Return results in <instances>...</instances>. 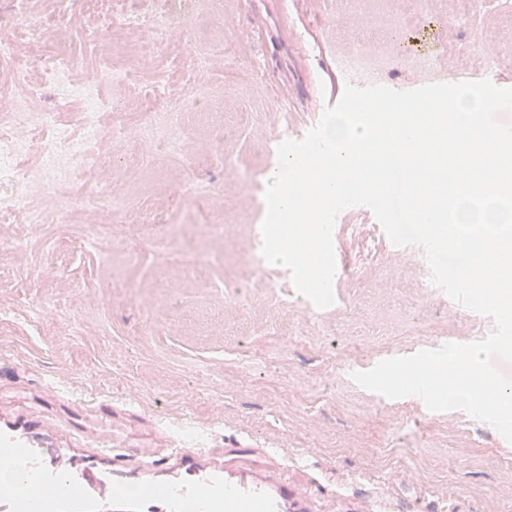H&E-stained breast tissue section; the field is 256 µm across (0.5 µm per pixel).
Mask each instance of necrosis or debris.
Wrapping results in <instances>:
<instances>
[{"instance_id": "4bbe7bcc", "label": "necrosis or debris", "mask_w": 512, "mask_h": 512, "mask_svg": "<svg viewBox=\"0 0 512 512\" xmlns=\"http://www.w3.org/2000/svg\"><path fill=\"white\" fill-rule=\"evenodd\" d=\"M49 15H36L32 0H6V10L0 11V26L10 28L23 37H35L47 23L67 25L72 12L70 0H51ZM204 0H152V10L140 18L123 11H107L99 32L86 34L87 46H96L100 31L116 28H140L145 38L138 47L141 57L157 54L168 31L177 18L192 16L204 18ZM11 68L15 80L0 84V97L12 99L11 109L0 111V175L11 183L25 185L39 180L42 189L50 191L57 200L53 208L41 206L35 196L14 194L0 201V224H63L66 223L72 202H82L93 209L117 210L118 205L99 188L91 176L100 165L99 143L102 138L123 140L129 135L122 124L103 126L102 102L97 87L100 78L125 81L129 72L101 64L99 74L83 76L79 73L74 55L51 51L37 59L16 51L14 42H0V68ZM54 86L62 102L81 100L83 113L79 129L61 123L58 113L36 111L35 103L44 87ZM206 101L195 93L181 96L165 112L142 113L138 131L148 146L147 152L135 151L123 160L125 168L144 166L145 153L175 154L177 128L184 116L204 111ZM44 150L45 159L39 172H32L22 159L23 154Z\"/></svg>"}]
</instances>
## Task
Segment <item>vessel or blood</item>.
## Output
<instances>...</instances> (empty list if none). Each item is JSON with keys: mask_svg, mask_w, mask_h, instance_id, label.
Returning <instances> with one entry per match:
<instances>
[{"mask_svg": "<svg viewBox=\"0 0 512 512\" xmlns=\"http://www.w3.org/2000/svg\"><path fill=\"white\" fill-rule=\"evenodd\" d=\"M134 458L127 448L112 451V484L135 476L140 492L114 498V512H189L184 490H224L223 512H313L305 492L288 486L278 470L207 462L197 448H160L151 462L128 473Z\"/></svg>", "mask_w": 512, "mask_h": 512, "instance_id": "1", "label": "vessel or blood"}]
</instances>
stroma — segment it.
I'll use <instances>...</instances> for the list:
<instances>
[{
	"label": "stroma",
	"instance_id": "obj_1",
	"mask_svg": "<svg viewBox=\"0 0 512 512\" xmlns=\"http://www.w3.org/2000/svg\"><path fill=\"white\" fill-rule=\"evenodd\" d=\"M455 11L456 0H210L206 40L183 18L153 61L114 53L138 81L105 86L113 103L162 112L193 90L232 133L210 148L206 127L188 123L179 156L134 179L114 158L139 149L137 136L103 142L96 179L125 209L120 246L111 214L83 207L70 224H0V440L26 437L44 481L98 480L81 506L51 499L48 512H112L113 449L185 448L191 432L218 459L261 449L329 512H512V444L494 429L351 378L480 340L481 314L450 304L360 211L333 230L349 268L328 308L290 288L286 268L247 261L262 248L278 140L320 120L319 96L368 78L418 83L431 62L452 82L512 84V16L470 13L449 37ZM355 34L371 62L338 72L336 48ZM481 34L496 40L498 69L460 51ZM225 45L242 55L191 72L187 54ZM158 79L159 96L140 99ZM145 205L165 221L163 245L140 242Z\"/></svg>",
	"mask_w": 512,
	"mask_h": 512
}]
</instances>
